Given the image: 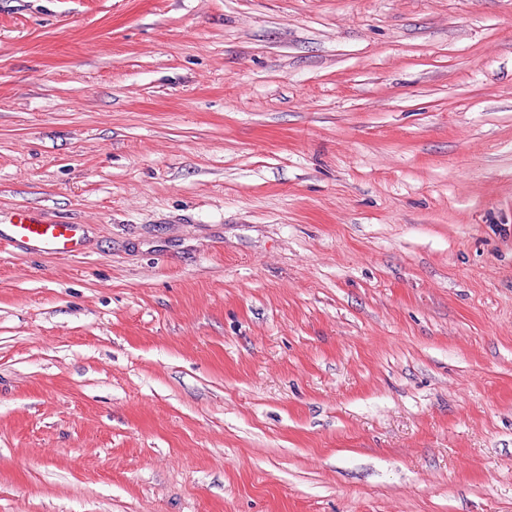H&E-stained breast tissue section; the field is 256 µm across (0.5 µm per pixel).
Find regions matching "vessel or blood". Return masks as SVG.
<instances>
[{
    "label": "vessel or blood",
    "mask_w": 512,
    "mask_h": 512,
    "mask_svg": "<svg viewBox=\"0 0 512 512\" xmlns=\"http://www.w3.org/2000/svg\"><path fill=\"white\" fill-rule=\"evenodd\" d=\"M13 218L10 227L12 239L22 241L33 249L71 253L79 245L81 225L45 221L27 207L16 211Z\"/></svg>",
    "instance_id": "obj_1"
}]
</instances>
